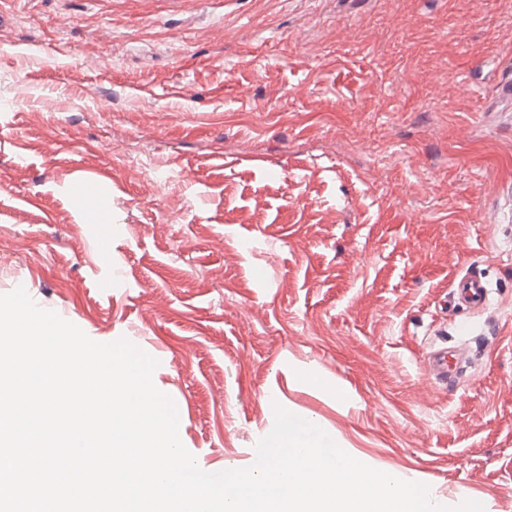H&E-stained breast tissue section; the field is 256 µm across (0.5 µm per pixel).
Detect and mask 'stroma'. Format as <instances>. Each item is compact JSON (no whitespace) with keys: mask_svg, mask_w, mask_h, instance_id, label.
Returning <instances> with one entry per match:
<instances>
[{"mask_svg":"<svg viewBox=\"0 0 512 512\" xmlns=\"http://www.w3.org/2000/svg\"><path fill=\"white\" fill-rule=\"evenodd\" d=\"M0 294L145 339L214 469L274 405L512 512V24L498 0H12ZM95 193L75 196V182ZM112 226L94 248L86 214ZM476 267L488 307L447 305ZM461 382L424 397L431 347Z\"/></svg>","mask_w":512,"mask_h":512,"instance_id":"1","label":"stroma"}]
</instances>
